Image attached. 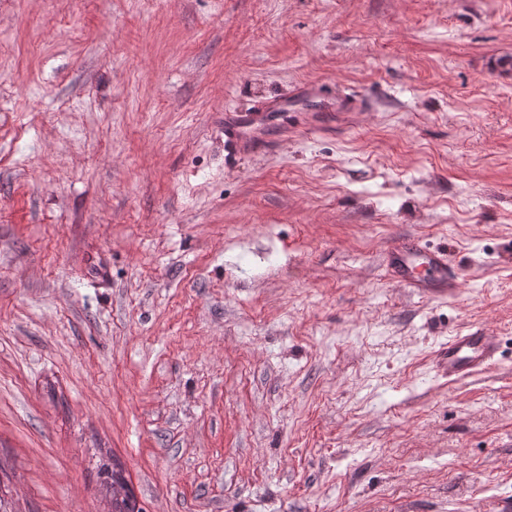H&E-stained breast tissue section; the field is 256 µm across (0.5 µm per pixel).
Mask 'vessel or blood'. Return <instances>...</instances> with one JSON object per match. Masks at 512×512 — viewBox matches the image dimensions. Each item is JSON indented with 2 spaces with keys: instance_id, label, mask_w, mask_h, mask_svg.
Returning a JSON list of instances; mask_svg holds the SVG:
<instances>
[{
  "instance_id": "vessel-or-blood-1",
  "label": "vessel or blood",
  "mask_w": 512,
  "mask_h": 512,
  "mask_svg": "<svg viewBox=\"0 0 512 512\" xmlns=\"http://www.w3.org/2000/svg\"><path fill=\"white\" fill-rule=\"evenodd\" d=\"M291 99L298 102L320 99L337 112H358L367 100L345 92L328 89L324 84L302 82L293 87ZM280 132L288 130V115L282 103L269 102L251 110L228 109L224 112V144L238 153L268 149L265 132L269 125ZM389 279L425 298L452 297L460 283V274L448 264L442 250L412 239L390 243L384 253ZM500 339L488 327L475 325L450 336L446 346L436 353L437 364L449 380L469 377L496 364Z\"/></svg>"
}]
</instances>
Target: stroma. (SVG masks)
<instances>
[{"label": "stroma", "instance_id": "stroma-1", "mask_svg": "<svg viewBox=\"0 0 512 512\" xmlns=\"http://www.w3.org/2000/svg\"><path fill=\"white\" fill-rule=\"evenodd\" d=\"M300 82L371 104L229 155ZM112 469L144 512L512 499V0H0V506L112 512ZM283 102H269L251 110H224V146L238 153H254L269 148L265 132L277 124L280 136L288 140V110ZM389 279L425 298H451L460 273L448 266L446 254L412 239L390 243L384 253ZM500 339L486 326L475 325L449 336L448 343L436 351L437 364L448 381L484 371L496 364Z\"/></svg>", "mask_w": 512, "mask_h": 512}]
</instances>
